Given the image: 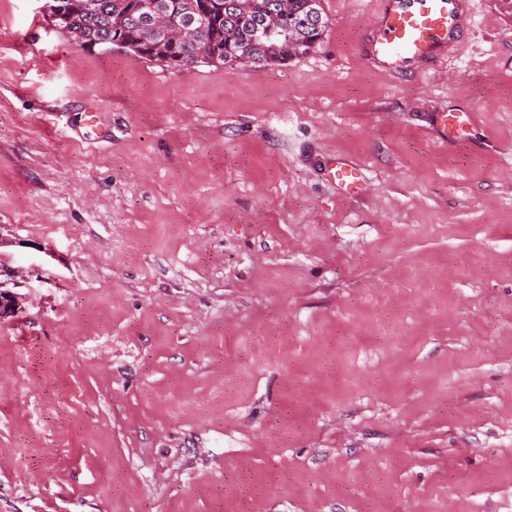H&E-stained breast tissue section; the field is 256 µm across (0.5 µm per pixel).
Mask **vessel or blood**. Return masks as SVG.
Wrapping results in <instances>:
<instances>
[{
  "label": "vessel or blood",
  "mask_w": 512,
  "mask_h": 512,
  "mask_svg": "<svg viewBox=\"0 0 512 512\" xmlns=\"http://www.w3.org/2000/svg\"><path fill=\"white\" fill-rule=\"evenodd\" d=\"M470 14L469 0H379L363 31L362 56L385 74L427 71L457 51ZM472 124L469 112L439 115L446 142L456 140ZM331 174L345 191L360 190L362 177L354 165L334 162Z\"/></svg>",
  "instance_id": "1"
}]
</instances>
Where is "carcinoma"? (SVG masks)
Returning a JSON list of instances; mask_svg holds the SVG:
<instances>
[{
    "instance_id": "1",
    "label": "carcinoma",
    "mask_w": 512,
    "mask_h": 512,
    "mask_svg": "<svg viewBox=\"0 0 512 512\" xmlns=\"http://www.w3.org/2000/svg\"><path fill=\"white\" fill-rule=\"evenodd\" d=\"M66 8L63 31L76 34L84 46L112 48L116 36L132 44L154 45L153 59L176 60L179 68L201 63L210 46L224 47L229 66L281 64L306 54L323 40L328 28L321 0H153L190 31L173 45H156L154 16L146 0H61ZM278 25L266 29L270 16Z\"/></svg>"
}]
</instances>
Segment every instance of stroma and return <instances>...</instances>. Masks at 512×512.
Segmentation results:
<instances>
[{
	"label": "stroma",
	"mask_w": 512,
	"mask_h": 512,
	"mask_svg": "<svg viewBox=\"0 0 512 512\" xmlns=\"http://www.w3.org/2000/svg\"><path fill=\"white\" fill-rule=\"evenodd\" d=\"M45 2L0 0V512H512V8L389 77L377 0L188 69ZM438 117L444 144L456 140L461 132L473 125V112H440ZM331 174L337 185L346 192H355L361 189L362 177L359 169L354 165L344 160L334 162Z\"/></svg>",
	"instance_id": "stroma-1"
}]
</instances>
